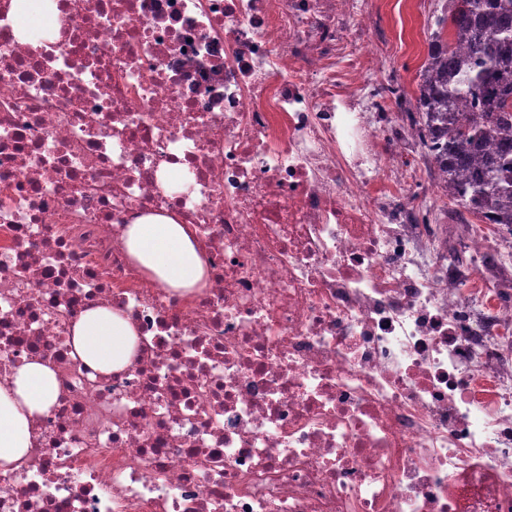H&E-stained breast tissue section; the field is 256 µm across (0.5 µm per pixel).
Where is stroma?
<instances>
[{
	"label": "stroma",
	"instance_id": "obj_1",
	"mask_svg": "<svg viewBox=\"0 0 512 512\" xmlns=\"http://www.w3.org/2000/svg\"><path fill=\"white\" fill-rule=\"evenodd\" d=\"M445 0H349L336 17L347 46L373 48L374 62L359 78L362 98L392 83L414 96L435 16Z\"/></svg>",
	"mask_w": 512,
	"mask_h": 512
}]
</instances>
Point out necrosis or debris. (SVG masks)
Masks as SVG:
<instances>
[{
	"mask_svg": "<svg viewBox=\"0 0 512 512\" xmlns=\"http://www.w3.org/2000/svg\"><path fill=\"white\" fill-rule=\"evenodd\" d=\"M56 2L34 46L0 0V382L59 387L0 512H512V304L390 209L374 52L342 81L330 52L347 0ZM169 211L193 296L123 245ZM89 306L135 322L127 371L72 356Z\"/></svg>",
	"mask_w": 512,
	"mask_h": 512,
	"instance_id": "4bbe7bcc",
	"label": "necrosis or debris"
}]
</instances>
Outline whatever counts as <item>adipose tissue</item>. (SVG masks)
Wrapping results in <instances>:
<instances>
[{
  "label": "adipose tissue",
  "instance_id": "1",
  "mask_svg": "<svg viewBox=\"0 0 512 512\" xmlns=\"http://www.w3.org/2000/svg\"><path fill=\"white\" fill-rule=\"evenodd\" d=\"M128 255L144 276L181 292L207 285L205 262L188 225L173 214L148 215L129 224L123 236ZM72 347L92 369L104 374L132 366L137 332L122 311L91 306L78 316ZM58 383L49 366L28 361L0 384V466L20 462L32 446L31 425L57 402Z\"/></svg>",
  "mask_w": 512,
  "mask_h": 512
}]
</instances>
